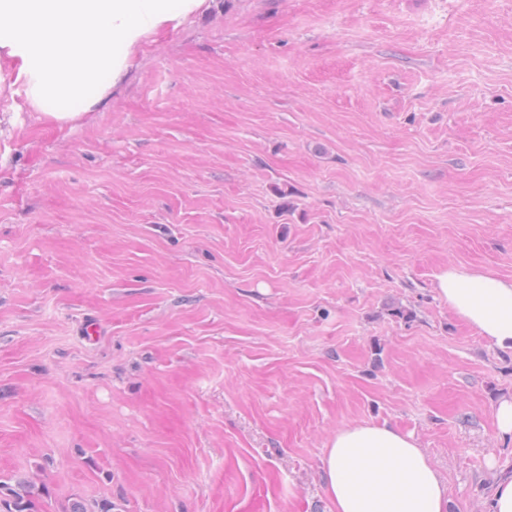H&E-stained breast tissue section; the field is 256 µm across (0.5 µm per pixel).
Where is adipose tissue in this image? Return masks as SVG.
<instances>
[{
    "mask_svg": "<svg viewBox=\"0 0 512 512\" xmlns=\"http://www.w3.org/2000/svg\"><path fill=\"white\" fill-rule=\"evenodd\" d=\"M205 0H0V56L52 122L104 105L141 41ZM438 293L489 343L512 348V279L450 267ZM332 512H448L446 487L412 435L387 424L341 428L323 458Z\"/></svg>",
    "mask_w": 512,
    "mask_h": 512,
    "instance_id": "1",
    "label": "adipose tissue"
}]
</instances>
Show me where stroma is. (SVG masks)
Here are the masks:
<instances>
[{
    "mask_svg": "<svg viewBox=\"0 0 512 512\" xmlns=\"http://www.w3.org/2000/svg\"><path fill=\"white\" fill-rule=\"evenodd\" d=\"M209 3L74 122L0 81V480L331 512L330 440L385 422L486 512L512 349L436 276L512 278V0Z\"/></svg>",
    "mask_w": 512,
    "mask_h": 512,
    "instance_id": "obj_1",
    "label": "stroma"
}]
</instances>
